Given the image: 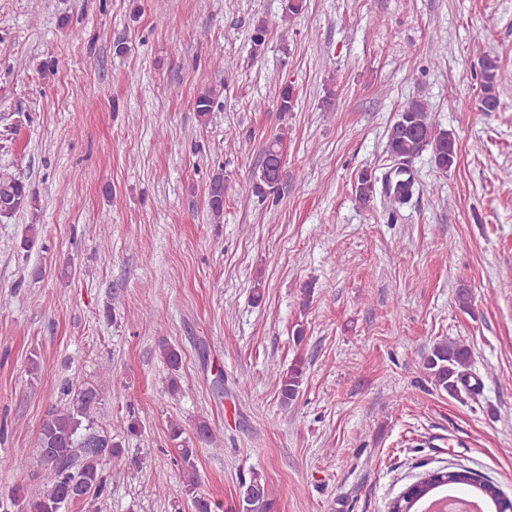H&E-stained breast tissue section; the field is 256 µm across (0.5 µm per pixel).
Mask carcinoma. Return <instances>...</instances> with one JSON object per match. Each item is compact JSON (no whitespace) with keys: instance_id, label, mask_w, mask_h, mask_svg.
<instances>
[{"instance_id":"carcinoma-1","label":"carcinoma","mask_w":512,"mask_h":512,"mask_svg":"<svg viewBox=\"0 0 512 512\" xmlns=\"http://www.w3.org/2000/svg\"><path fill=\"white\" fill-rule=\"evenodd\" d=\"M497 59L486 56L480 63L481 99L483 112L497 110L499 100L496 93ZM270 80L279 85L277 109L280 112L294 110L296 100L291 85L282 82L280 76L270 75ZM215 92L208 90L197 96L195 112L204 117L212 111ZM285 133L274 135L262 149V162L255 176L254 192L262 197L278 194L283 179ZM388 153L399 160L411 158L425 151L430 152L435 168L446 173L456 159L455 139L451 133L437 128L429 119L427 105L420 99L408 102L398 113L388 131ZM376 179L363 172L355 188L361 202H367L375 192ZM415 191L411 177L400 176L386 185V194L397 205L405 204ZM31 199L26 184L17 178H0V216L8 217L19 211ZM208 205L211 216L219 218L224 213V174L216 173L209 185ZM161 356L173 372L179 370L182 356L168 343L160 345ZM471 353L469 348L457 342L436 344L423 362V369L434 386L456 397L465 383L464 372ZM303 365L298 362L287 371L275 375V383L283 405L295 401L302 384ZM112 378L104 377L73 393L70 401L59 409H52L42 421L39 430V459L52 473L48 486L25 488L23 493L14 492L9 497L10 506L16 512H64V508L75 501L93 497L98 500L106 488L104 460L120 457L125 448L119 441L101 435L94 430L93 410L103 397L111 391ZM175 465L185 477L183 492L189 498L191 512H219L221 506L211 497L199 491L196 471V448L193 442H210L213 432L206 421L197 423L195 440L184 436V429L176 422L169 425ZM450 484H462L472 493L491 502L496 512H512V500L495 484L480 474L467 469L439 470L428 474L409 486L397 496L390 512H420L421 500L434 496L441 488L437 477ZM273 500L266 480L257 472H251L249 480L242 481L241 491L235 505L236 512H272Z\"/></svg>"}]
</instances>
